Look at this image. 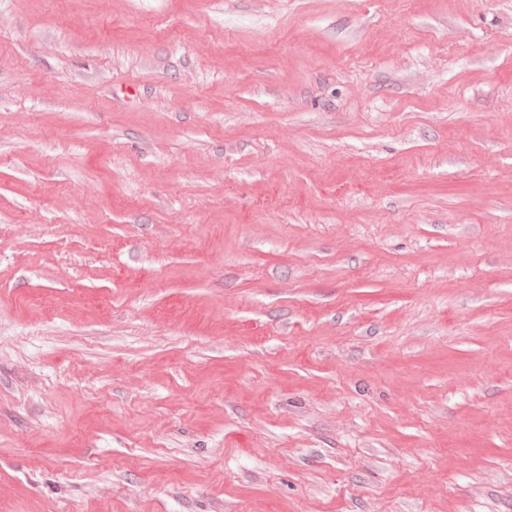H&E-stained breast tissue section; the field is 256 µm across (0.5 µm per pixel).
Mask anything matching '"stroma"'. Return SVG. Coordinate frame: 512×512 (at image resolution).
Returning a JSON list of instances; mask_svg holds the SVG:
<instances>
[{
  "instance_id": "35a3bbf8",
  "label": "stroma",
  "mask_w": 512,
  "mask_h": 512,
  "mask_svg": "<svg viewBox=\"0 0 512 512\" xmlns=\"http://www.w3.org/2000/svg\"><path fill=\"white\" fill-rule=\"evenodd\" d=\"M0 512H512V0H0Z\"/></svg>"
}]
</instances>
